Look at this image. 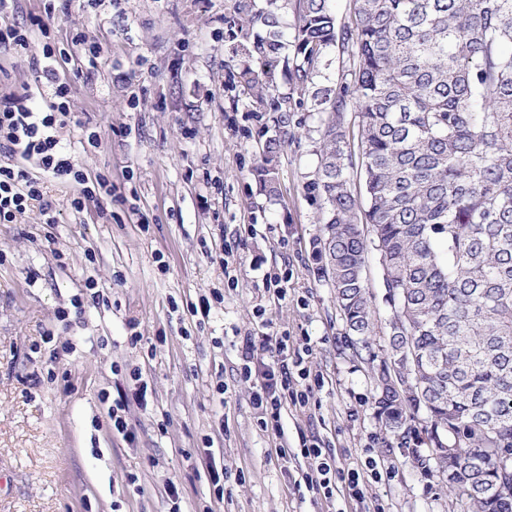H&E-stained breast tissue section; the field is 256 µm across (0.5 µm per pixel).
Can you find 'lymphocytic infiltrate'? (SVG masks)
I'll list each match as a JSON object with an SVG mask.
<instances>
[{"label": "lymphocytic infiltrate", "mask_w": 512, "mask_h": 512, "mask_svg": "<svg viewBox=\"0 0 512 512\" xmlns=\"http://www.w3.org/2000/svg\"><path fill=\"white\" fill-rule=\"evenodd\" d=\"M43 16L30 17L28 22H18L20 0H0V47L26 50L34 33H47V17L55 12L54 0H45ZM69 53L66 49L44 43L42 57L34 63L36 81L42 88L43 104L40 108L29 106V93L9 94L0 97V153L8 156L7 164H0V223H14L29 204L42 202V212L47 223H55L51 206L45 205L44 176L68 182L77 188L71 204L74 209H84L86 203L96 202L111 195L112 182L98 175L88 176L76 163L65 147L58 131L71 118L70 98L72 85L61 72ZM21 155L37 159L41 175H33L26 168L12 164L11 156ZM310 345L294 347L287 332L273 330L261 335L246 334L241 350V373L251 378L254 366H262L263 380L250 396L258 413L260 427L276 437H283L282 412L293 407L309 409L316 388L323 379L311 376L305 365L304 355ZM280 458L301 454L308 462L303 473L305 486L325 498L342 494L356 502H364V487L368 480H381L382 473L374 457L353 467H340L330 449L324 448L317 438L301 436L298 449L281 446Z\"/></svg>", "instance_id": "f902f5d3"}]
</instances>
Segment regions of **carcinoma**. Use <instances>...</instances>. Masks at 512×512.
<instances>
[{"label": "carcinoma", "mask_w": 512, "mask_h": 512, "mask_svg": "<svg viewBox=\"0 0 512 512\" xmlns=\"http://www.w3.org/2000/svg\"><path fill=\"white\" fill-rule=\"evenodd\" d=\"M247 51L269 62L286 32L276 10L248 19ZM298 89L336 50L351 82L317 101L323 277L374 380L401 341L415 359L407 388L376 389L387 441L411 448L421 475L457 512H512V0H355L340 25L329 0H299ZM357 119L349 150L347 112ZM281 141L258 171L272 182ZM358 165L359 189L347 169ZM382 269L385 344L368 256Z\"/></svg>", "instance_id": "obj_1"}]
</instances>
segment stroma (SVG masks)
Segmentation results:
<instances>
[{
	"label": "stroma",
	"instance_id": "1",
	"mask_svg": "<svg viewBox=\"0 0 512 512\" xmlns=\"http://www.w3.org/2000/svg\"><path fill=\"white\" fill-rule=\"evenodd\" d=\"M272 4L293 30L297 0H58L49 36L21 53L0 48V96L35 87L45 41L71 49L74 119L59 136L89 176L115 187L78 211L73 187L50 178L56 223L35 202L0 224V512H166L171 481L184 512H360L297 487L306 460H282L277 448L297 447L302 432L329 445L338 466L369 450L383 459L388 474L367 484V503L449 512L407 450L383 444L369 365L349 347L320 270V204L305 190L319 163L316 99L349 82V58L330 53L295 111L257 105L244 73L286 97L288 68L228 34L248 33V16ZM79 32L100 47L96 62L72 49ZM285 130L292 137L264 184L257 161ZM276 268L289 277L279 303L263 288ZM203 297L209 314H193ZM267 321L310 340L308 366L324 378L310 411H283L281 440L259 427L239 376L245 333ZM141 382L146 403L130 408L128 441L113 434L101 397ZM206 447L224 467L223 492L196 470Z\"/></svg>",
	"mask_w": 512,
	"mask_h": 512
}]
</instances>
